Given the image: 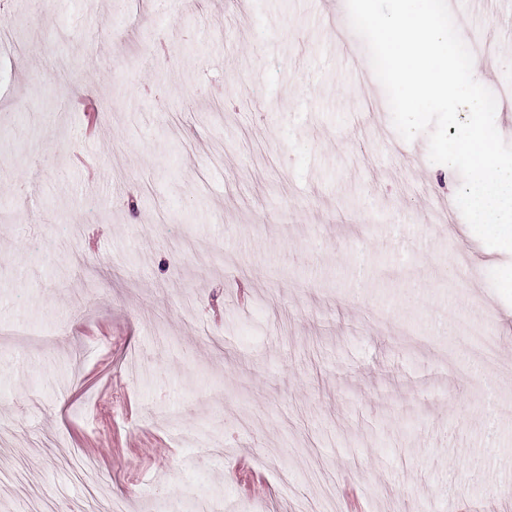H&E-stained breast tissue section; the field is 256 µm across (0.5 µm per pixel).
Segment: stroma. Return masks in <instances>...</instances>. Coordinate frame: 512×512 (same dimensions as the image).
Returning <instances> with one entry per match:
<instances>
[{"label":"stroma","mask_w":512,"mask_h":512,"mask_svg":"<svg viewBox=\"0 0 512 512\" xmlns=\"http://www.w3.org/2000/svg\"><path fill=\"white\" fill-rule=\"evenodd\" d=\"M387 103L346 0H0V512H512V252Z\"/></svg>","instance_id":"stroma-1"}]
</instances>
